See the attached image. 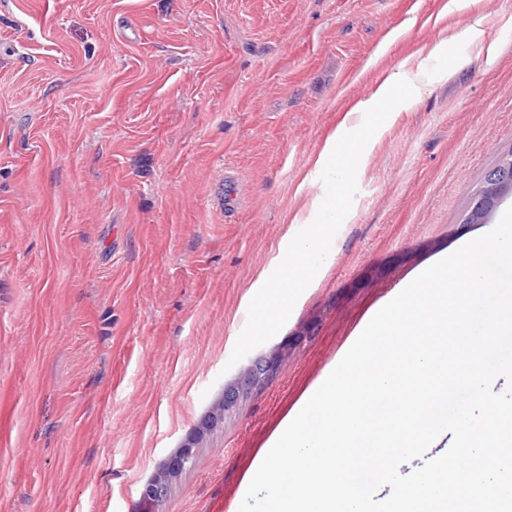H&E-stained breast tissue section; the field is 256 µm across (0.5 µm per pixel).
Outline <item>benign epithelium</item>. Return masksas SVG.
Segmentation results:
<instances>
[{
    "instance_id": "1",
    "label": "benign epithelium",
    "mask_w": 512,
    "mask_h": 512,
    "mask_svg": "<svg viewBox=\"0 0 512 512\" xmlns=\"http://www.w3.org/2000/svg\"><path fill=\"white\" fill-rule=\"evenodd\" d=\"M512 197V151L502 154L489 169L479 193L472 198L465 218L467 224H486L506 197ZM279 356H264L254 360L242 373L238 381L226 388L207 419L185 438L167 460L162 473L142 487L140 503L142 512H159L166 500L171 478L190 470L196 463L198 448L205 436L221 426L224 413L237 405L241 396L262 383L276 369Z\"/></svg>"
}]
</instances>
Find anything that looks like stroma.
<instances>
[{
    "label": "stroma",
    "mask_w": 512,
    "mask_h": 512,
    "mask_svg": "<svg viewBox=\"0 0 512 512\" xmlns=\"http://www.w3.org/2000/svg\"><path fill=\"white\" fill-rule=\"evenodd\" d=\"M401 67L422 94L366 146L331 263L257 349L287 357L160 512H239L371 313L486 232L464 216L512 150V0H0V512H137L247 368L248 305L318 212L328 139Z\"/></svg>",
    "instance_id": "obj_1"
}]
</instances>
